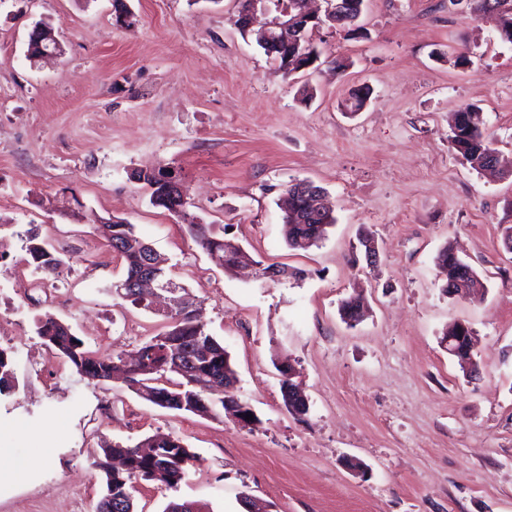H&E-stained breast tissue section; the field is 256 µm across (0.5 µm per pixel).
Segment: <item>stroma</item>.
<instances>
[{"label":"stroma","instance_id":"1","mask_svg":"<svg viewBox=\"0 0 512 512\" xmlns=\"http://www.w3.org/2000/svg\"><path fill=\"white\" fill-rule=\"evenodd\" d=\"M126 2L129 25L112 0H0V288L18 322L0 448L35 461L0 486V512H94L104 475L92 451L156 433L196 459L175 488L137 482L135 512L172 500L246 512L247 497L265 512H512V43L496 20L469 0H365L363 36L313 31L319 61L286 75L236 28L237 0ZM42 18L65 54L34 63L28 35ZM464 47L470 62L455 66ZM364 86L371 95L353 109ZM468 106L509 174L477 171L452 149L453 115ZM160 167L198 221L302 277L227 273L132 179ZM303 179L325 189L336 222L296 251L281 199ZM113 216L192 294L255 426L159 408L60 358L28 363L43 311L102 356L163 330L161 312L111 291L125 267L98 221ZM29 234L69 270L37 310ZM365 234L378 245L371 264ZM449 245L476 270L480 298L445 292L437 256ZM355 294L367 311L352 326L339 305ZM455 322L474 331L476 371L441 345ZM283 361L305 415L284 406Z\"/></svg>","mask_w":512,"mask_h":512}]
</instances>
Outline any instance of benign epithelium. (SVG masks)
I'll return each mask as SVG.
<instances>
[{
  "instance_id": "benign-epithelium-1",
  "label": "benign epithelium",
  "mask_w": 512,
  "mask_h": 512,
  "mask_svg": "<svg viewBox=\"0 0 512 512\" xmlns=\"http://www.w3.org/2000/svg\"><path fill=\"white\" fill-rule=\"evenodd\" d=\"M245 9L237 17L238 30L244 38H251L266 47L269 54L285 56L288 46L308 39V33L328 25L332 28L351 33L360 29L359 19L363 12L364 0H329V7L324 15L312 11L310 0H244ZM64 53L61 42L56 36L55 27L48 22H39L32 31L28 44V57L38 60L46 57H57ZM154 174L167 180L172 187V213H180L185 204L179 180L166 168L154 170ZM301 196L308 203L307 216L317 219L324 213V191L307 180L293 183L288 194V204L293 198ZM135 283L141 288L143 295L154 300L160 293L169 294L168 311L192 309L185 300L176 297L173 286L161 281L152 268H145L144 273Z\"/></svg>"
}]
</instances>
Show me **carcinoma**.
Returning a JSON list of instances; mask_svg holds the SVG:
<instances>
[{
	"mask_svg": "<svg viewBox=\"0 0 512 512\" xmlns=\"http://www.w3.org/2000/svg\"><path fill=\"white\" fill-rule=\"evenodd\" d=\"M451 145L473 169H482L480 161L493 149V142L484 133L479 113L470 111L468 107L456 113ZM138 177L151 188V205L170 210L164 202L165 186L152 171H142ZM181 218L197 245L207 253L218 251L225 258L227 271H234L240 256L230 241L224 239V229L218 230L212 224H202L185 211ZM334 222L331 215L324 224L317 220L290 217L283 221L285 241L292 249H307L318 244L325 235L326 227ZM104 228L112 252L124 260V281L133 280L145 262L144 253L135 248V244L142 241L135 225L106 224ZM26 251L36 268L48 275L57 274L62 265L60 258H49L50 250L35 242L33 237L28 238ZM437 264L445 276L446 293L472 299L475 292L483 288L477 273H472L467 279L460 276V270L467 262L460 259L451 247L447 246L440 251ZM363 304L364 299L360 295L344 299L341 305L343 320L347 322L356 319ZM166 319L168 324L163 331L142 342L130 355H118L112 359L96 355L81 338L71 332L69 326L50 313L38 318L36 334L44 344L54 348L66 359L78 374L90 380L108 379L117 365L124 366L132 391L158 407L196 415L219 416L227 410V403L231 402L242 408L241 414L252 416L250 406L234 393L237 376L223 342L211 335L190 311H177L166 316ZM451 333L457 337L454 356L465 367L472 363L469 349L472 329L457 324ZM12 382L11 355L7 350L0 349L1 395L12 390ZM211 382L225 389L224 397L217 401L207 396ZM116 457L124 462V468L119 471L113 470L110 464ZM194 459V453L182 440L169 434L149 436L133 445L114 443L100 448L92 459V466L105 475L97 512H134L135 480L142 479L174 488L188 476Z\"/></svg>",
	"mask_w": 512,
	"mask_h": 512,
	"instance_id": "carcinoma-1",
	"label": "carcinoma"
}]
</instances>
